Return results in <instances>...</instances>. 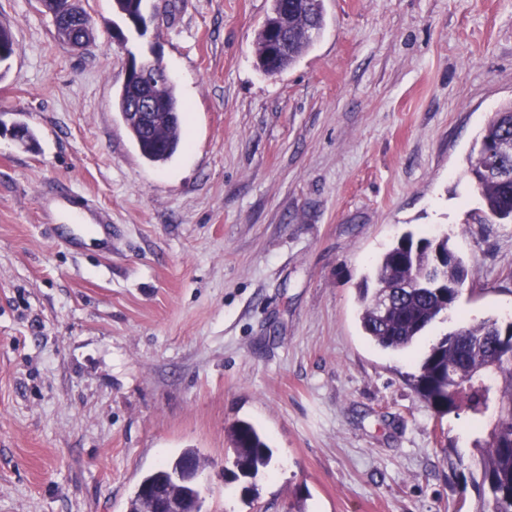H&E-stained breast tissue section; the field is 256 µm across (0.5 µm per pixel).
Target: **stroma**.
Masks as SVG:
<instances>
[{
  "mask_svg": "<svg viewBox=\"0 0 512 512\" xmlns=\"http://www.w3.org/2000/svg\"><path fill=\"white\" fill-rule=\"evenodd\" d=\"M81 49L40 0H0V512H128L140 478L196 449L204 512H471L466 415L410 378L463 323L512 322V224H477L464 174L512 101V0H325L281 74L256 61L271 0H112ZM161 59L183 145L146 163L114 102ZM110 215L74 241L66 198ZM449 235L469 278L403 352L362 333L356 288L403 234ZM272 449L256 495L230 427Z\"/></svg>",
  "mask_w": 512,
  "mask_h": 512,
  "instance_id": "obj_1",
  "label": "stroma"
}]
</instances>
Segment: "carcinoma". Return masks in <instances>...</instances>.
I'll return each mask as SVG.
<instances>
[{
    "mask_svg": "<svg viewBox=\"0 0 512 512\" xmlns=\"http://www.w3.org/2000/svg\"><path fill=\"white\" fill-rule=\"evenodd\" d=\"M324 25L323 0H304L301 8L288 11L283 47L272 51L266 27L257 32V64L268 61L272 74L281 73L313 45V31H322ZM92 30L86 15L76 34L60 27L56 34L70 44L74 39L89 41ZM0 48L5 53L1 63L10 60L17 50L11 29L2 24ZM153 88L163 109L148 129L129 119L131 96L127 87H121L115 106L141 157L153 166H162L182 143L183 106L174 83L156 81ZM509 140L512 102L495 112L468 158L467 174L483 203L480 224L512 221V182L495 181L483 171L485 151ZM437 252L449 256L440 267L435 266ZM467 276V267L449 247L448 238L416 240L413 234H406L379 257L375 287H370L366 279L359 285V321L365 336L385 350H405L436 319L448 313ZM387 290L393 304L382 316L376 309L375 296ZM412 386L437 414L466 413L477 432L473 441L477 455L471 471L476 493L472 512H512V324L504 326L489 317L444 335L429 349L419 373L412 377ZM232 442L233 467L240 476L255 479L272 456L263 435L253 424L239 421L232 427ZM188 462L203 466L198 452L188 448L172 463L145 475L130 500L129 512H149L151 503L146 491L151 489L166 488L176 499L192 500L193 483L171 479Z\"/></svg>",
    "mask_w": 512,
    "mask_h": 512,
    "instance_id": "1",
    "label": "carcinoma"
}]
</instances>
